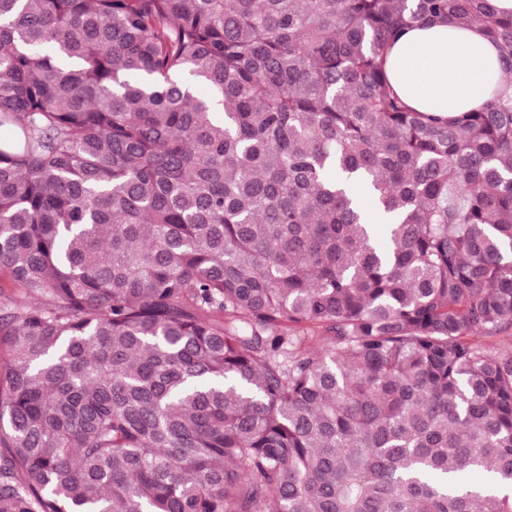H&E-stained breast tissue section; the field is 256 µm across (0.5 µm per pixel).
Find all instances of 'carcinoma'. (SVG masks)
<instances>
[{"instance_id": "cac0c4a2", "label": "carcinoma", "mask_w": 512, "mask_h": 512, "mask_svg": "<svg viewBox=\"0 0 512 512\" xmlns=\"http://www.w3.org/2000/svg\"><path fill=\"white\" fill-rule=\"evenodd\" d=\"M0 272V512H512V11L0 0ZM387 68L411 107L444 117L479 106L503 82L497 49L476 26L414 27L394 44Z\"/></svg>"}]
</instances>
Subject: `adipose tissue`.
Masks as SVG:
<instances>
[{"label":"adipose tissue","instance_id":"1","mask_svg":"<svg viewBox=\"0 0 512 512\" xmlns=\"http://www.w3.org/2000/svg\"><path fill=\"white\" fill-rule=\"evenodd\" d=\"M387 68L411 107L445 117L479 106L503 80L497 49L476 26L412 28L394 44Z\"/></svg>","mask_w":512,"mask_h":512}]
</instances>
